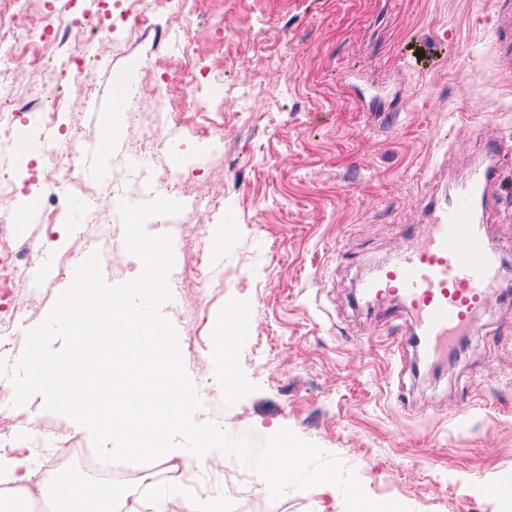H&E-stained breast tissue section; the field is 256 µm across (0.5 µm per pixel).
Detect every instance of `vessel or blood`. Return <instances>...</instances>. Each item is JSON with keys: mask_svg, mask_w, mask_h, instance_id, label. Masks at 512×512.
I'll return each mask as SVG.
<instances>
[{"mask_svg": "<svg viewBox=\"0 0 512 512\" xmlns=\"http://www.w3.org/2000/svg\"><path fill=\"white\" fill-rule=\"evenodd\" d=\"M494 46L512 57V0H496ZM485 161L467 182L434 207L416 247L374 268L358 287L359 296L377 304L396 300L413 316L411 338L419 359L434 364L472 335L476 313L499 295L500 258L486 226L501 178L497 159L502 141L485 142Z\"/></svg>", "mask_w": 512, "mask_h": 512, "instance_id": "obj_1", "label": "vessel or blood"}]
</instances>
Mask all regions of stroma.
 I'll return each instance as SVG.
<instances>
[{"instance_id":"obj_1","label":"stroma","mask_w":512,"mask_h":512,"mask_svg":"<svg viewBox=\"0 0 512 512\" xmlns=\"http://www.w3.org/2000/svg\"><path fill=\"white\" fill-rule=\"evenodd\" d=\"M191 17L149 19L139 58L156 67L192 39L224 110L193 115L195 136L179 154L131 157L113 144L98 177L74 192L64 166L0 158L15 173L18 204L55 199L76 232L56 240L32 225L17 247L22 272L0 296L12 315L0 339L10 361L25 333L53 306L61 284L98 251L105 281H127L122 237L100 239L82 221L107 213L102 183L144 167L177 168L187 183L222 198L220 211L182 207L196 227L174 242L172 298L163 309L186 344L185 370L204 397L200 422H223L263 438L287 427L352 468L369 497L411 512H502L496 492L512 488V293L478 314L476 331L447 366L420 375L411 317L365 305V271L417 242L430 203L467 179L484 139H512V76L493 47L491 0H190ZM93 65V91L66 97L68 133L97 142L122 69L116 44L91 28L68 34L33 67L16 59L0 72V104L35 98L69 54ZM219 123L224 147L205 127ZM66 132V133H67ZM224 227V244L210 238ZM52 256L55 274L29 271ZM249 312L232 374L211 360L226 310ZM0 380V454L75 448L72 466L90 480L127 484L136 498L186 485L224 496V512H346L338 488L288 490L270 501L254 472L235 460L184 468L175 480L156 464L88 469L87 433L45 409L39 397L14 408Z\"/></svg>"}]
</instances>
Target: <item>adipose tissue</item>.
I'll return each instance as SVG.
<instances>
[{"label": "adipose tissue", "instance_id": "adipose-tissue-1", "mask_svg": "<svg viewBox=\"0 0 512 512\" xmlns=\"http://www.w3.org/2000/svg\"><path fill=\"white\" fill-rule=\"evenodd\" d=\"M30 471L29 458L0 456V483L11 485L9 491L0 492V512H32V503L37 499L47 504L48 512H142L141 501L125 484H111L100 493L65 474L35 481ZM153 512H224V498L183 491L161 497Z\"/></svg>", "mask_w": 512, "mask_h": 512}]
</instances>
